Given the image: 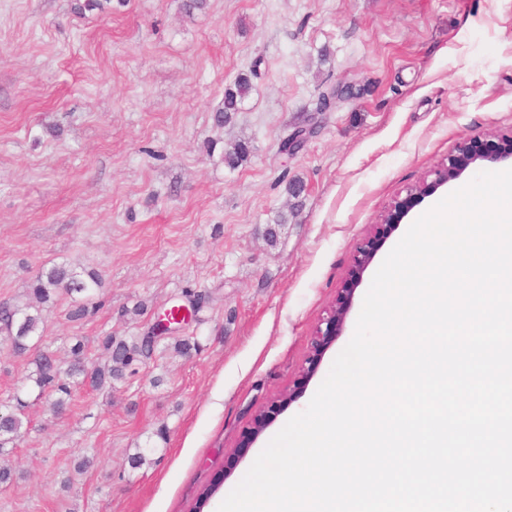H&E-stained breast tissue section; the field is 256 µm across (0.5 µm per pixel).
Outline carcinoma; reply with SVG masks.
I'll use <instances>...</instances> for the list:
<instances>
[{
    "label": "carcinoma",
    "instance_id": "1",
    "mask_svg": "<svg viewBox=\"0 0 512 512\" xmlns=\"http://www.w3.org/2000/svg\"><path fill=\"white\" fill-rule=\"evenodd\" d=\"M251 89L250 74L238 76L225 87L222 101L214 109L213 121L216 126L224 125V122L229 119V113L239 111ZM90 289V284L80 279L74 270L65 266H54L37 276L31 285V294L35 302L23 306L8 302L0 303V333L8 336L15 349L23 351L27 349L29 342L40 338L41 305L47 303L52 294L59 290L70 295L86 294ZM158 341H160L158 337L150 340L146 336H138L135 340L127 342L117 340L111 335L102 336L99 338V347L106 355V361L103 365L88 371L82 360L84 343L78 339L71 347L74 359L68 366H63L52 354L41 352L34 359L35 371L29 379L41 393L56 396L52 405L62 410L71 397L76 378H82V382L89 383L93 388L110 385L112 379L123 377L127 371L136 373V365L152 356ZM14 400L16 401L14 409L0 412L1 448L13 442L23 425L21 410L25 404L17 396Z\"/></svg>",
    "mask_w": 512,
    "mask_h": 512
}]
</instances>
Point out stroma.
<instances>
[{
  "mask_svg": "<svg viewBox=\"0 0 512 512\" xmlns=\"http://www.w3.org/2000/svg\"><path fill=\"white\" fill-rule=\"evenodd\" d=\"M75 4L0 0V299L27 303L55 264L101 279L80 321L71 296L52 295L39 345L0 335V404L26 403L0 448L13 473L0 512H189L219 472L217 512L307 407L393 245L472 172L378 245L308 385L241 447L253 415L293 388L372 225L459 142L512 129V0H206L190 15L182 0ZM248 71V97L216 127L225 86ZM335 85L352 97L319 111ZM300 127L303 149L283 154ZM240 142L249 156L229 167ZM188 289L208 303L136 374L77 386L60 414L32 384L37 351L66 363L80 339L93 367L100 336L144 335ZM180 338L198 350L177 355Z\"/></svg>",
  "mask_w": 512,
  "mask_h": 512,
  "instance_id": "35a3bbf8",
  "label": "stroma"
}]
</instances>
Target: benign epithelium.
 Returning a JSON list of instances; mask_svg holds the SVG:
<instances>
[{
	"mask_svg": "<svg viewBox=\"0 0 512 512\" xmlns=\"http://www.w3.org/2000/svg\"><path fill=\"white\" fill-rule=\"evenodd\" d=\"M507 160L512 161V131L493 134L486 139H466L457 145L455 151L445 161L410 187L404 198L391 203L382 219L373 225L368 239L359 247L348 276L339 288L332 311L323 319L322 325L317 327L306 359V367L300 372L296 387L303 388L312 379L326 350L344 329L353 294L365 270L373 261L377 246L389 235L393 225L401 223L415 204L433 195L448 182L458 179L471 166L479 162L500 163ZM296 398L297 394L290 390L255 414L242 437V447H250L271 425L278 413Z\"/></svg>",
	"mask_w": 512,
	"mask_h": 512,
	"instance_id": "7a95c632",
	"label": "benign epithelium"
}]
</instances>
